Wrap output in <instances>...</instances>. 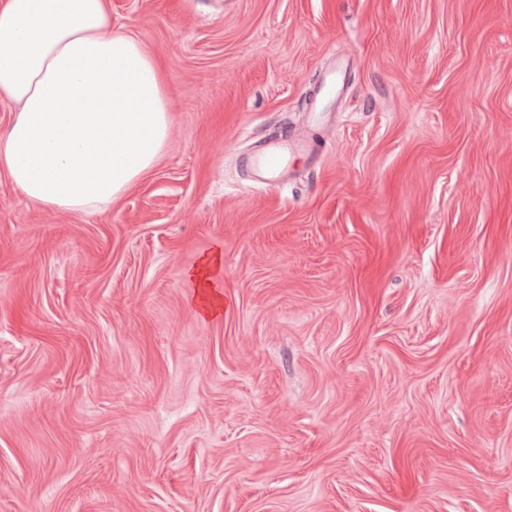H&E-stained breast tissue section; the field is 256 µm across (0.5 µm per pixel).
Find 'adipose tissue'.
I'll return each instance as SVG.
<instances>
[{
    "instance_id": "adipose-tissue-1",
    "label": "adipose tissue",
    "mask_w": 512,
    "mask_h": 512,
    "mask_svg": "<svg viewBox=\"0 0 512 512\" xmlns=\"http://www.w3.org/2000/svg\"><path fill=\"white\" fill-rule=\"evenodd\" d=\"M0 97L20 110L0 135L12 183L46 209L114 202L158 163L170 107L155 58L113 30L107 0H0ZM220 250L185 277L199 312L223 310Z\"/></svg>"
}]
</instances>
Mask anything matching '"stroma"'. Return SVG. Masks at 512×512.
<instances>
[{
  "label": "stroma",
  "instance_id": "35a3bbf8",
  "mask_svg": "<svg viewBox=\"0 0 512 512\" xmlns=\"http://www.w3.org/2000/svg\"><path fill=\"white\" fill-rule=\"evenodd\" d=\"M109 9L169 140L86 212L0 166V512H512V0ZM290 142L287 140L267 141L259 146L255 166L258 182L269 189H280L283 185L281 173L288 164ZM223 265V256L219 248L209 252L194 266L185 270V277L196 289L195 300L203 317L216 318L223 310V295L219 274Z\"/></svg>",
  "mask_w": 512,
  "mask_h": 512
}]
</instances>
